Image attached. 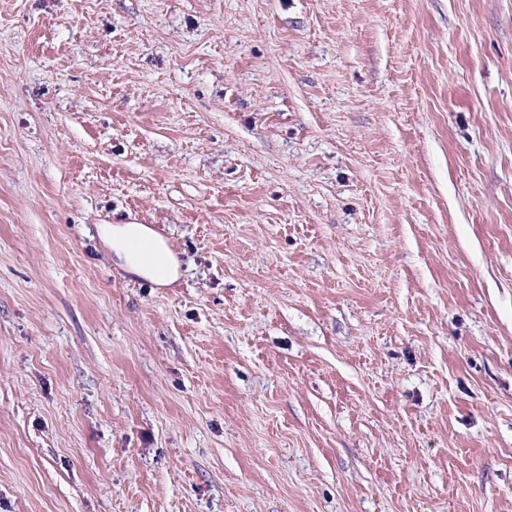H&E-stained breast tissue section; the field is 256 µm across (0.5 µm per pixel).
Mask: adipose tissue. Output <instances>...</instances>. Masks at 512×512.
Instances as JSON below:
<instances>
[{"label": "adipose tissue", "instance_id": "obj_1", "mask_svg": "<svg viewBox=\"0 0 512 512\" xmlns=\"http://www.w3.org/2000/svg\"><path fill=\"white\" fill-rule=\"evenodd\" d=\"M104 243L117 263L127 271L165 287L179 276L178 265L168 245L142 224H107L101 229Z\"/></svg>", "mask_w": 512, "mask_h": 512}]
</instances>
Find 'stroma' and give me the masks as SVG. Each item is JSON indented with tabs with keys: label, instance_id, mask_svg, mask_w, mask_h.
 <instances>
[{
	"label": "stroma",
	"instance_id": "obj_1",
	"mask_svg": "<svg viewBox=\"0 0 512 512\" xmlns=\"http://www.w3.org/2000/svg\"><path fill=\"white\" fill-rule=\"evenodd\" d=\"M0 512H512V0H0ZM101 237L118 265L127 271L149 278L161 287L178 278V265L172 251L144 224H106L101 228ZM134 240L142 244L141 251L132 249ZM159 263L163 267L162 275L158 274Z\"/></svg>",
	"mask_w": 512,
	"mask_h": 512
}]
</instances>
